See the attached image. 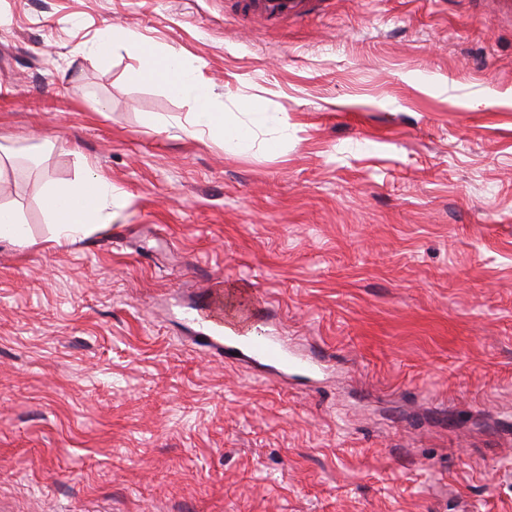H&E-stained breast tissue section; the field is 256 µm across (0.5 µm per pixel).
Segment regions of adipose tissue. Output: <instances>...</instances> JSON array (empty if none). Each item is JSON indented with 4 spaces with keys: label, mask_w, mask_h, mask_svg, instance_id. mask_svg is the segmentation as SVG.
Instances as JSON below:
<instances>
[{
    "label": "adipose tissue",
    "mask_w": 512,
    "mask_h": 512,
    "mask_svg": "<svg viewBox=\"0 0 512 512\" xmlns=\"http://www.w3.org/2000/svg\"><path fill=\"white\" fill-rule=\"evenodd\" d=\"M117 48L140 60L142 78L161 84L170 96L193 104L190 124L194 132L222 143L231 153L251 148L258 139L266 151L280 149L287 130L280 113L269 111L261 100L252 98L246 101L242 116L225 114L217 94L189 55L146 43L134 30L116 25L86 45L84 51L105 59ZM45 201L50 241L60 246L82 238L92 225L106 223L113 211L127 205L128 198L108 179L90 171L73 181L48 186Z\"/></svg>",
    "instance_id": "adipose-tissue-1"
}]
</instances>
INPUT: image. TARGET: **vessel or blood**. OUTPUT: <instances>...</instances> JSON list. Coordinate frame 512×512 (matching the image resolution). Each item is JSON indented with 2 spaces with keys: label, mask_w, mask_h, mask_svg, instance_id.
<instances>
[{
  "label": "vessel or blood",
  "mask_w": 512,
  "mask_h": 512,
  "mask_svg": "<svg viewBox=\"0 0 512 512\" xmlns=\"http://www.w3.org/2000/svg\"><path fill=\"white\" fill-rule=\"evenodd\" d=\"M316 0H245L242 13L257 15L269 22L278 23L288 19H301L314 10ZM198 321L205 326L213 338L223 341L226 349L244 354L252 361L264 366H276L281 370L302 369L316 373L320 362L299 359L287 342L273 333L246 336L230 334L224 328V293L208 290L205 302L197 309Z\"/></svg>",
  "instance_id": "obj_1"
}]
</instances>
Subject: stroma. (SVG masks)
<instances>
[{"label": "stroma", "instance_id": "35a3bbf8", "mask_svg": "<svg viewBox=\"0 0 512 512\" xmlns=\"http://www.w3.org/2000/svg\"><path fill=\"white\" fill-rule=\"evenodd\" d=\"M0 0V512H512V13L497 0ZM193 57L230 153L111 25ZM129 196L49 243L45 185ZM323 355L317 380L198 345L207 288ZM318 0H245L244 16H260L271 23L302 19L309 16ZM116 48L141 61L142 78L161 84L170 96L193 104L195 112H191L190 120L193 133L222 143L231 153L251 148L259 133L270 134L262 141L264 149L268 152L280 149L288 130L280 113L269 112L260 99L252 98L244 104V112H239L244 119L225 114L214 89L204 80L195 61L183 52L148 44L134 30L116 25L80 51L105 59ZM0 239H8L19 247L34 244L30 239L19 213L11 207L0 205Z\"/></svg>", "mask_w": 512, "mask_h": 512}]
</instances>
